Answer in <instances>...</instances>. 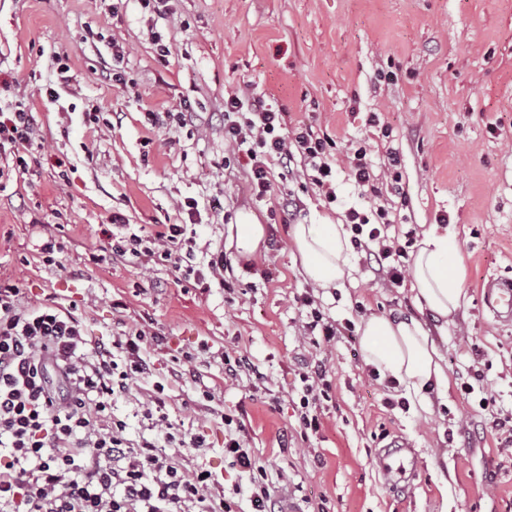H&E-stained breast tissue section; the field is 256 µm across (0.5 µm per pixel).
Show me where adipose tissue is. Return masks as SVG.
Instances as JSON below:
<instances>
[{"label": "adipose tissue", "mask_w": 512, "mask_h": 512, "mask_svg": "<svg viewBox=\"0 0 512 512\" xmlns=\"http://www.w3.org/2000/svg\"><path fill=\"white\" fill-rule=\"evenodd\" d=\"M293 244L304 276L317 288L336 289L350 278L352 245L343 225H296ZM410 273L419 308L442 319L456 313L461 290L455 244L448 236L425 234L412 255ZM361 333L365 362L382 375L417 394L444 380L441 356L419 320L372 315L363 321Z\"/></svg>", "instance_id": "1"}]
</instances>
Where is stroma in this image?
Wrapping results in <instances>:
<instances>
[{
    "instance_id": "stroma-1",
    "label": "stroma",
    "mask_w": 512,
    "mask_h": 512,
    "mask_svg": "<svg viewBox=\"0 0 512 512\" xmlns=\"http://www.w3.org/2000/svg\"><path fill=\"white\" fill-rule=\"evenodd\" d=\"M115 67L124 82L110 79ZM232 93L274 97L288 126L335 141L336 202L300 163L272 165L270 195H251L244 159L224 142ZM18 106L41 145L0 156V277L20 281L29 302L77 303L96 339L111 341L121 319L158 333V375L198 352L166 410L208 450L175 456L209 469L234 512H252L248 475L224 457L221 412L243 418L250 451L302 512H512V437L494 424L512 418V327L480 304L486 276L512 278V0H169L163 16L141 0H0V110ZM184 110L195 118L183 127L149 118ZM373 112L380 126H368ZM363 138L374 164L400 153L404 193L387 186L379 199L397 217L389 236L435 230L455 243L464 302L449 320L420 310L410 284L375 277L361 251L342 288L301 273L294 225L341 224L366 204L345 169ZM116 212L143 236L193 225L197 251L223 252V279L112 259ZM244 222L266 228L251 255L230 243ZM50 235L61 249L48 265L39 247ZM304 294L341 326L335 340L306 331ZM373 314L425 323L446 382L419 399L368 367L360 325ZM225 351L249 356L265 380L225 376ZM307 363L324 367L331 398L317 402L321 427L305 442L295 427ZM477 371L482 385L466 393ZM203 387L208 415L194 405Z\"/></svg>"
}]
</instances>
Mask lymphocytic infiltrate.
<instances>
[{
    "instance_id": "f902f5d3",
    "label": "lymphocytic infiltrate",
    "mask_w": 512,
    "mask_h": 512,
    "mask_svg": "<svg viewBox=\"0 0 512 512\" xmlns=\"http://www.w3.org/2000/svg\"><path fill=\"white\" fill-rule=\"evenodd\" d=\"M285 114L267 97L236 94L224 100V139L251 162L250 186L257 196L270 188L269 164L301 161L315 185L335 201L329 137L299 126L284 130ZM32 113L18 109L0 118V149L16 153L35 145ZM389 212L349 210L351 243L367 255L372 271L398 286L405 280V246L389 238ZM116 259L146 256L173 272L222 275L223 255L195 269L192 240L183 224L165 225L151 237L130 234L112 241ZM163 339L132 328L111 342L89 336L83 320L49 298L23 300L19 282L0 278V512H231L224 489L204 467H179L173 449L203 448V436H186L165 410V390L190 374L198 355L173 357L167 378L154 377L150 352ZM151 381L153 406L144 412L149 435L133 441L115 401ZM299 422L302 435L316 433L312 407L331 389L321 366L301 373ZM224 456L249 477L255 512H272L270 472L250 453L245 425L220 416Z\"/></svg>"
}]
</instances>
